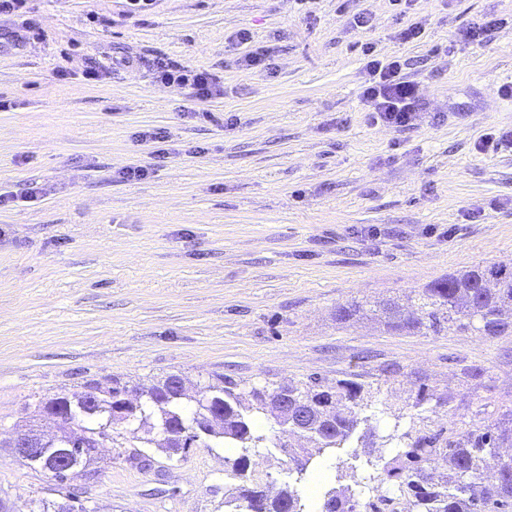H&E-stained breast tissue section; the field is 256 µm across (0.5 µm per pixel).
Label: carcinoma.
<instances>
[{
	"label": "carcinoma",
	"instance_id": "cac0c4a2",
	"mask_svg": "<svg viewBox=\"0 0 512 512\" xmlns=\"http://www.w3.org/2000/svg\"><path fill=\"white\" fill-rule=\"evenodd\" d=\"M370 311L387 332L438 334L443 331H475L482 336L512 335V268L477 264L448 277L437 279L414 296L373 303L351 300L336 306V320L351 323ZM179 374H170L138 388L136 412L126 419L136 442L154 446L174 455L178 449L167 444L163 431L183 427L190 440L207 448H239L243 451L231 463L232 476L242 481L224 500L226 512H360L359 502L346 488L328 489L323 496L310 491L312 473L308 466L322 456L348 444L358 428L369 425L371 391L348 379L324 386L313 379L301 385L266 386L241 391L237 384L222 379L198 384L196 395H183ZM125 388L119 379L92 380L84 390L69 394L74 428L53 438L37 464L44 470L58 468L63 450L78 440L100 439L112 434L115 423L111 410L114 394ZM99 391V401H85L86 391ZM277 392L288 393V402L310 405L319 420L298 432L310 447L288 449L294 484H286L273 496L251 487L247 472L249 449L257 448L267 436L256 423L255 414H267L266 399ZM410 406L417 418L436 413L453 402L447 390L417 384L410 394ZM400 421L384 443L393 446L392 456L380 455L376 476L395 488L391 496L364 505L365 512H512V408L495 420L465 431L450 422L448 431L427 433L411 429L399 432Z\"/></svg>",
	"mask_w": 512,
	"mask_h": 512
}]
</instances>
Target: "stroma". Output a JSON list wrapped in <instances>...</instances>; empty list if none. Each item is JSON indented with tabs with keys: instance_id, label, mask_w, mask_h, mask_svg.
I'll use <instances>...</instances> for the list:
<instances>
[{
	"instance_id": "1",
	"label": "stroma",
	"mask_w": 512,
	"mask_h": 512,
	"mask_svg": "<svg viewBox=\"0 0 512 512\" xmlns=\"http://www.w3.org/2000/svg\"><path fill=\"white\" fill-rule=\"evenodd\" d=\"M366 13L370 27L354 15ZM500 26L461 41L468 24ZM421 22L417 40H399ZM248 29L250 44L234 41ZM404 61L423 108L415 125L372 124L361 45ZM265 50L273 72L245 69ZM207 71L205 103L157 82L158 64ZM102 72L91 83L83 74ZM512 0H29L0 17V499L14 512L66 491L9 443L38 402L113 376L220 374L239 388L316 378L377 390L374 410L413 414L415 380L456 397L430 431L468 423L485 402L512 407V335L389 333L334 319L337 304L417 294L474 264L512 265V150L481 136L512 128ZM204 117H196L194 109ZM235 124H227V117ZM161 129L152 159L137 134ZM147 176L121 178L122 169ZM401 374L383 383L381 370ZM485 369L468 389L463 372ZM251 456L249 479L276 490L288 457ZM222 448L168 455L113 425L86 506L112 512H224L236 487Z\"/></svg>"
}]
</instances>
